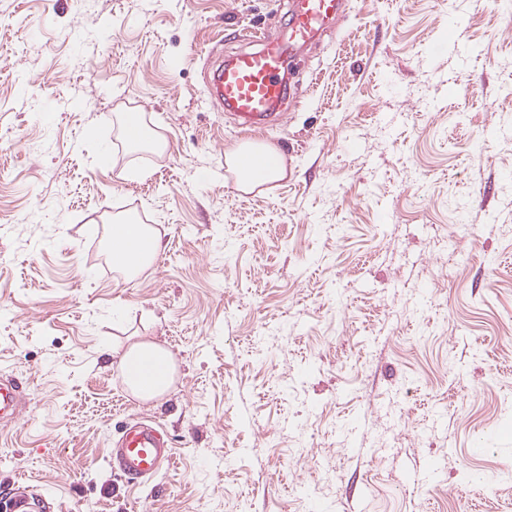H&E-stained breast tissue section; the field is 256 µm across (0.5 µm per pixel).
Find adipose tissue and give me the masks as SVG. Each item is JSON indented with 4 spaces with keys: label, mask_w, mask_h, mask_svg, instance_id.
Returning <instances> with one entry per match:
<instances>
[{
    "label": "adipose tissue",
    "mask_w": 512,
    "mask_h": 512,
    "mask_svg": "<svg viewBox=\"0 0 512 512\" xmlns=\"http://www.w3.org/2000/svg\"><path fill=\"white\" fill-rule=\"evenodd\" d=\"M229 171L243 191L282 180L287 169L278 150L264 142L247 141L226 153ZM112 267L135 278L161 250V240L146 225L131 218L115 220L109 244ZM117 367L130 392L149 402L161 398L175 374L173 354L163 345L139 340L129 344L117 358Z\"/></svg>",
    "instance_id": "adipose-tissue-1"
}]
</instances>
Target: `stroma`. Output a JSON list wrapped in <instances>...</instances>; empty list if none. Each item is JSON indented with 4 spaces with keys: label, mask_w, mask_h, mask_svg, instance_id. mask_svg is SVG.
Masks as SVG:
<instances>
[{
    "label": "stroma",
    "mask_w": 512,
    "mask_h": 512,
    "mask_svg": "<svg viewBox=\"0 0 512 512\" xmlns=\"http://www.w3.org/2000/svg\"><path fill=\"white\" fill-rule=\"evenodd\" d=\"M468 57L448 46V18ZM279 0H0V490L46 512H512V0H347L283 123L217 111L200 49ZM141 113L166 146L128 149ZM283 180L241 194L226 151ZM154 265L103 261L112 220ZM167 347L127 393L103 347ZM174 458L132 485L124 422ZM121 133L124 141L131 147H140L152 141L158 148L163 147L160 137L149 139L142 117L138 112H122L120 115ZM251 157L258 165V173L241 167L243 157ZM229 171L234 173L243 191H252L259 185L276 182L286 177L287 169L278 150L264 142L247 141L225 154ZM113 223L109 244L112 268L133 279L158 255L161 239L132 218H120ZM115 355L123 381L136 398L149 402L167 392L175 374V359L165 346L139 340L130 343L120 355L112 348V358ZM24 390L16 378L0 380V420L11 422L18 419L22 412ZM43 496L33 492L30 486L15 483L5 501L0 502L5 512H36L42 509Z\"/></svg>",
    "instance_id": "stroma-1"
}]
</instances>
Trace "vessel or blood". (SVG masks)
Masks as SVG:
<instances>
[{"label":"vessel or blood","mask_w":512,"mask_h":512,"mask_svg":"<svg viewBox=\"0 0 512 512\" xmlns=\"http://www.w3.org/2000/svg\"><path fill=\"white\" fill-rule=\"evenodd\" d=\"M345 10V0H288L286 25L279 32L259 33L252 47L230 55L206 77L210 95L242 126L262 127L284 118L288 66L304 49L318 44ZM24 390L15 378L0 380V420L11 422L22 412ZM164 434L144 424L126 425L112 450V463L129 482L159 472L172 461ZM44 499L30 486L15 483L0 512H41Z\"/></svg>","instance_id":"vessel-or-blood-1"}]
</instances>
